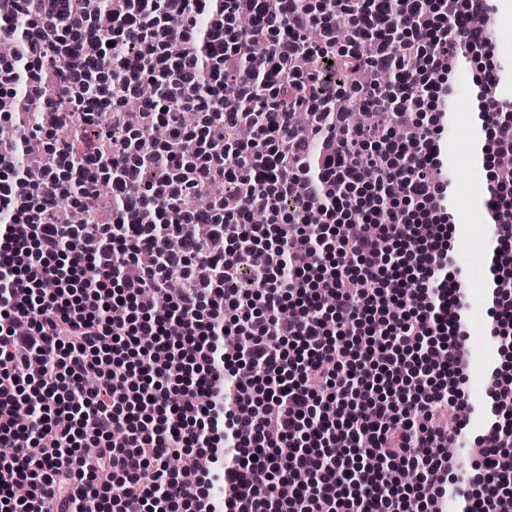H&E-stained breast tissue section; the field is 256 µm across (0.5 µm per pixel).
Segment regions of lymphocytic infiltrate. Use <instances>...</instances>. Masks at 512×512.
<instances>
[{
    "mask_svg": "<svg viewBox=\"0 0 512 512\" xmlns=\"http://www.w3.org/2000/svg\"><path fill=\"white\" fill-rule=\"evenodd\" d=\"M109 3L14 0L26 32L0 28V512H48L53 489L61 512H447L468 291L449 272L440 141L464 59L488 135L487 329L512 336V167L496 162L512 105L491 0ZM204 71L223 121L195 90ZM156 82L176 92L159 107ZM131 100L138 119L113 137ZM24 108L37 120L20 137ZM505 395L496 374L463 512L512 491ZM193 448L215 452L202 488L170 466Z\"/></svg>",
    "mask_w": 512,
    "mask_h": 512,
    "instance_id": "obj_1",
    "label": "lymphocytic infiltrate"
}]
</instances>
